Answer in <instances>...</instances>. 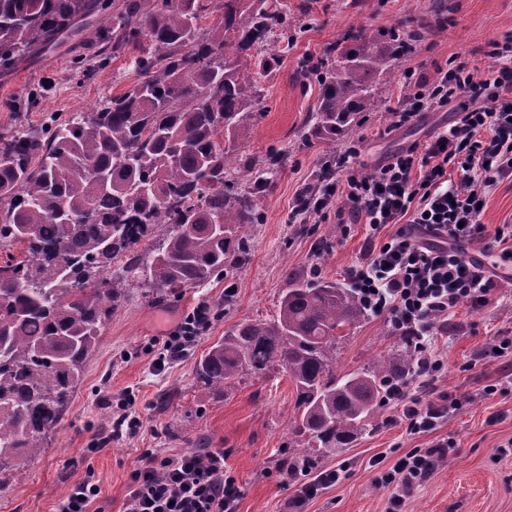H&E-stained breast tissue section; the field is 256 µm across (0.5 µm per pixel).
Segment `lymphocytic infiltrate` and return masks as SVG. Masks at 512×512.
Masks as SVG:
<instances>
[{
	"mask_svg": "<svg viewBox=\"0 0 512 512\" xmlns=\"http://www.w3.org/2000/svg\"><path fill=\"white\" fill-rule=\"evenodd\" d=\"M448 108L454 112L450 127L379 167L359 163V148L346 147L300 191L292 209L293 219L303 223L334 208L368 224L362 257L346 269V279L368 311L387 315L410 336L413 377L424 386L443 368L433 351L438 319L464 303L479 310L493 301L496 274L487 257L512 266V225L491 232L480 222L489 189L512 180V69L489 77L459 66L418 79L396 110V123ZM476 241L482 257H467L466 245ZM210 316L209 305L199 304L163 340L158 362L182 359ZM390 400L398 412L388 425L411 435L436 432L466 403L462 396L423 402L409 397L403 383L392 387ZM452 451L447 441L416 448L377 474L375 486L389 491V512H401ZM239 497L223 451L161 458L149 450L131 473L123 512H237Z\"/></svg>",
	"mask_w": 512,
	"mask_h": 512,
	"instance_id": "f902f5d3",
	"label": "lymphocytic infiltrate"
}]
</instances>
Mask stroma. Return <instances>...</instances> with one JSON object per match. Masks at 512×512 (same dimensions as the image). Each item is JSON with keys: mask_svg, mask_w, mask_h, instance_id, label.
<instances>
[{"mask_svg": "<svg viewBox=\"0 0 512 512\" xmlns=\"http://www.w3.org/2000/svg\"><path fill=\"white\" fill-rule=\"evenodd\" d=\"M284 16L275 36L257 52L274 64L260 81L257 118L242 153L282 154V163L257 204L264 216L253 225L246 263L227 279L145 295L141 274L131 275L125 297L105 323L88 357L83 378L60 421L44 436L42 453L18 461L0 483V512H55L60 496L75 482L92 478L100 488L99 512H122L130 474L146 450L177 457L220 449L241 490L238 512H287L296 486L281 462L296 444L293 432L297 393L287 373L245 374L223 395L203 394L195 363L240 323L273 319L289 277L309 276L340 283L360 260L367 227L339 224L336 215L291 220L298 191L314 182L323 164L334 160L344 141L306 138L319 86L305 62L323 57L327 47L354 29H366L403 49L388 68L371 77L373 98L356 132L361 163L375 167L412 143H422L453 120L452 112H431L420 121L396 126L394 111L404 98L408 75L434 78L458 65L491 73L500 66L497 43L512 37V0H267ZM101 67L93 78H79L74 59ZM137 80L131 53L108 54L95 28L67 40L50 54L0 72V133L19 127H46L75 112H87L103 99L122 94ZM490 306H460L448 319L434 351L444 363L428 389L410 387V396H467L468 402L435 436H414L386 425L394 404L377 407L378 429L328 454L317 468H341L339 481L307 501L302 512H387L389 492L374 487L378 469L432 438L455 441L456 451L406 501L403 512H512V390L485 394L508 368L480 358L494 338L512 335V280L497 282ZM202 303L211 307L186 356L157 368L156 340L164 339ZM412 351L384 315L367 314L348 329L336 347V374L359 372L379 357L399 359ZM131 402L141 420L135 432L113 440L100 452L92 447L100 429L110 426L117 404ZM498 422H491V415Z\"/></svg>", "mask_w": 512, "mask_h": 512, "instance_id": "obj_1", "label": "stroma"}]
</instances>
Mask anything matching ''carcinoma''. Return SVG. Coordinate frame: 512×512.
Returning a JSON list of instances; mask_svg holds the SVG:
<instances>
[{"label": "carcinoma", "mask_w": 512, "mask_h": 512, "mask_svg": "<svg viewBox=\"0 0 512 512\" xmlns=\"http://www.w3.org/2000/svg\"><path fill=\"white\" fill-rule=\"evenodd\" d=\"M0 0V67L46 50L78 19L97 17L103 44L134 53L139 80L124 94L49 131L0 135V246L24 257L0 265V475L17 458L42 452L98 346L127 278L112 274L125 257L156 294L214 275L229 276L262 221L255 198L280 164L246 165L240 152L256 119L260 86L252 51L282 15L265 0ZM398 47L351 31L307 66L320 86L313 135L354 137L367 110L371 74ZM169 231L141 252L155 228ZM366 310L353 288L288 279L271 321H248L215 343L196 366L205 393L249 372L288 373L297 391L294 434L306 444L288 459L309 468L313 448L345 447L374 416L377 399L411 370L380 358L361 372L333 373L339 331Z\"/></svg>", "instance_id": "obj_1"}]
</instances>
